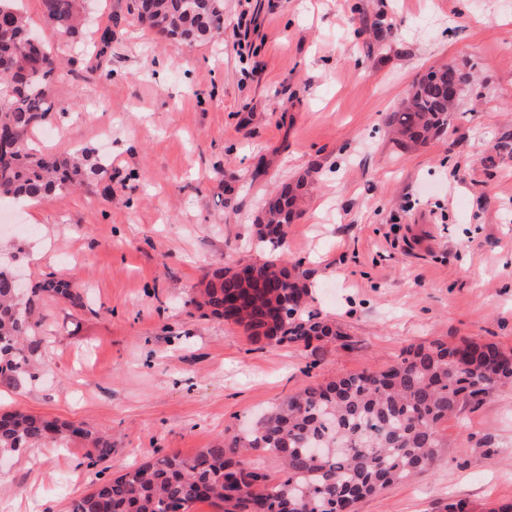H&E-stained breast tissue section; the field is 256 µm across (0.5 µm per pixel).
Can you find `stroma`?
Masks as SVG:
<instances>
[{
    "label": "stroma",
    "mask_w": 512,
    "mask_h": 512,
    "mask_svg": "<svg viewBox=\"0 0 512 512\" xmlns=\"http://www.w3.org/2000/svg\"><path fill=\"white\" fill-rule=\"evenodd\" d=\"M224 39L181 50L127 0H83L106 55L66 43L22 0L63 62L55 153L93 149L112 189L11 205L29 229L27 286L68 280L77 300L39 295L36 378L0 385V413L108 430L111 457L82 442L0 463V512L70 503L154 453L191 458L306 384L394 363L410 346L479 337L512 347V0H251ZM384 12L388 46L370 22ZM466 81L446 131L405 150L388 121L429 69ZM314 187L288 228L287 259L310 272L311 307L345 332L311 346L255 341L186 298L223 263L262 260L252 220L275 183ZM438 466L363 499L357 512H468L512 502V388L441 426Z\"/></svg>",
    "instance_id": "obj_1"
}]
</instances>
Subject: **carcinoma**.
I'll use <instances>...</instances> for the list:
<instances>
[{"mask_svg":"<svg viewBox=\"0 0 512 512\" xmlns=\"http://www.w3.org/2000/svg\"><path fill=\"white\" fill-rule=\"evenodd\" d=\"M17 2L0 0V62L9 63L0 72V131L14 143L0 154V200L46 198L112 179V169L87 151L60 154L37 147V132L63 114L54 90L58 62ZM42 9L59 36L85 40L80 0H42ZM128 10L176 48L224 38V0H129ZM455 105L448 99V69L430 70L390 117L397 143L409 149L435 139ZM311 185L303 175L263 197L254 235L268 257L245 265L242 276L215 269L190 299L197 310L222 319L225 303L235 300L234 323L274 344L308 347L345 336L309 310L302 262L282 259L288 225L299 217ZM40 292L71 295L68 283L46 280L27 296L12 266L0 263V384L31 376L40 340L30 317ZM511 384L512 350L495 342L465 338L455 345L410 347L386 369L304 386L254 428L229 433L192 458L157 453L73 501L69 512H177L205 501L221 512H354L364 497L437 462L444 420ZM75 438L87 442L89 455L99 460L112 456L107 433L23 412L0 415V458ZM258 451L282 461L273 485L244 462Z\"/></svg>","mask_w":512,"mask_h":512,"instance_id":"carcinoma-1","label":"carcinoma"}]
</instances>
